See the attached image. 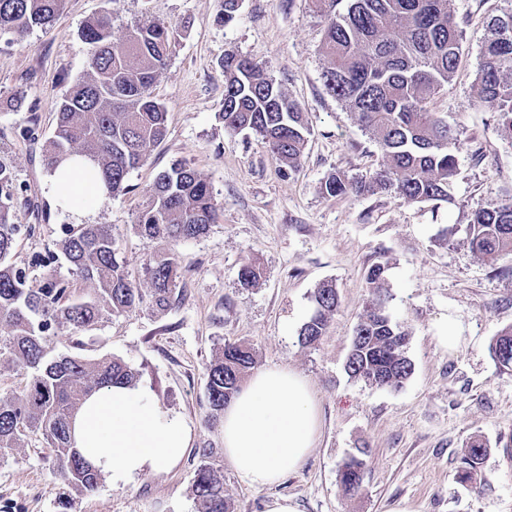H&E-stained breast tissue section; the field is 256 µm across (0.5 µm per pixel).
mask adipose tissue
<instances>
[{"label":"adipose tissue","instance_id":"obj_1","mask_svg":"<svg viewBox=\"0 0 512 512\" xmlns=\"http://www.w3.org/2000/svg\"><path fill=\"white\" fill-rule=\"evenodd\" d=\"M62 207L84 211L105 194L100 173L66 167L54 181ZM224 457L249 485L264 489L297 472L315 445L320 418L300 373L269 368L252 376L222 416ZM192 428L158 404L148 388L114 385L94 392L74 420L77 448L113 483L169 470L183 458Z\"/></svg>","mask_w":512,"mask_h":512}]
</instances>
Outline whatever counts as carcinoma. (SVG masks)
Returning a JSON list of instances; mask_svg holds the SVG:
<instances>
[{"instance_id":"1","label":"carcinoma","mask_w":512,"mask_h":512,"mask_svg":"<svg viewBox=\"0 0 512 512\" xmlns=\"http://www.w3.org/2000/svg\"><path fill=\"white\" fill-rule=\"evenodd\" d=\"M340 2L312 0L326 18L320 47L326 59L324 83L381 148L385 163L361 178L332 174L322 192L334 198L393 192L411 203L448 202L462 143L431 103L453 80L462 57L463 31L451 0H350L343 13L337 10ZM64 6L65 0H0V32L20 36L50 26ZM488 31L476 99L495 106L498 132L512 145V0H499ZM81 37L90 46L87 66L56 104V129L45 143L42 162L53 174L71 156L84 158L101 171L111 198L127 191L130 170L146 162L166 137L168 112L153 86L175 52L176 38L171 25L151 22L131 27L115 41L106 16L87 21ZM219 67L224 101L218 117L224 129L256 134L284 171H296L311 135L300 104L258 61L227 54ZM20 192L13 170L0 163V325L8 328L0 336V361L26 371L22 389L0 397V457L21 454L23 438L38 434L51 449L65 485L86 496L97 490L104 474L75 448L72 418L88 394L115 384L132 386L136 373L116 358L52 355L49 339L59 328L91 330L101 319L143 303L146 296L154 310H168L180 264L171 250L153 254L143 270L150 285L145 295L129 279L109 226L65 225L58 250L88 292L77 296L71 283L56 279L35 285L25 269L11 262L19 236L33 230L15 222L14 200ZM216 215L209 181L177 162L158 174L134 228L149 243H178L206 234ZM467 241L475 252L511 270L512 197L475 212ZM387 269L381 261L367 270L372 293L356 326L346 370L371 385L399 387L412 374V363L405 352L408 334L382 310ZM259 278L256 264L242 265L243 286L252 287ZM312 302V314L299 333L306 347L318 345L338 307L335 286L316 288ZM491 350L502 367L512 368V326L496 336ZM255 363L249 346L224 344L207 367L212 418L224 412ZM485 452L480 443L467 449L463 476ZM339 479L345 492H357L362 462L354 457L345 462ZM193 492L196 512H233L224 495V475L213 464L199 466Z\"/></svg>"}]
</instances>
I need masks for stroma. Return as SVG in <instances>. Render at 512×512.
Here are the masks:
<instances>
[{"instance_id": "1", "label": "stroma", "mask_w": 512, "mask_h": 512, "mask_svg": "<svg viewBox=\"0 0 512 512\" xmlns=\"http://www.w3.org/2000/svg\"><path fill=\"white\" fill-rule=\"evenodd\" d=\"M463 22V62L436 97L434 111L457 129L463 147L447 203H409L393 194L321 191L331 173L362 177L384 157L323 83L320 52L326 20L309 0H242L234 21L218 19L219 0H66L48 27L21 41L0 35V162L25 191L16 215L33 225L13 257L33 283L73 280L64 258L33 264L56 251L65 224H106L131 280L146 288L143 267L155 247L134 226L157 175L182 162L210 182L218 220L197 239L178 243V299L165 312L146 304L104 319L89 332L62 329L53 354L120 359L138 373L167 410L193 429L190 448L168 471L134 481L104 479L71 512H195L194 475L202 459L224 472L234 512H269L292 498L300 512H388L400 500L418 512H512V370L491 351L512 326V272L499 273L466 242L475 211L512 194V145L497 131L489 105L475 104L473 84L487 37L490 0H453ZM111 20L120 40L136 24L173 25L178 45L154 94L168 110V132L143 165L130 171L126 194L102 199L81 215L58 204L42 149L56 124V102L86 69L89 46L80 30L91 18ZM233 52L263 63L307 115L311 135L295 174L282 175L261 139L225 131L218 67ZM33 127L32 136L21 131ZM388 261L386 311L409 334L413 373L397 389L351 378L345 364L369 297L366 272ZM256 262L257 286L242 287L241 266ZM330 281L339 306L313 348L298 335L312 313V294ZM455 318L463 339L456 352L438 340ZM256 352L257 369L286 367L309 381L321 417L310 456L279 485H247L224 458L221 424L210 421L207 370L225 342ZM487 452L471 479L460 480L471 441ZM363 481L345 493L338 472L350 457ZM63 484L41 436L27 440L22 461L0 458V512H60Z\"/></svg>"}]
</instances>
